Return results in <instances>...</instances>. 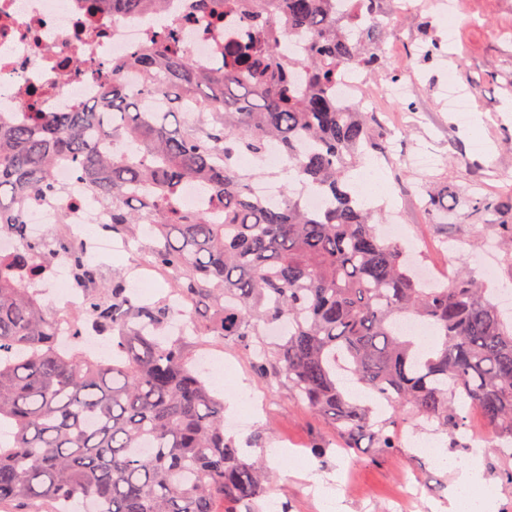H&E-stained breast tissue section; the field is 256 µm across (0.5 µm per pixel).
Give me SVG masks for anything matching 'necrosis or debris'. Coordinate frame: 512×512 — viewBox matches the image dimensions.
Masks as SVG:
<instances>
[{"label":"necrosis or debris","instance_id":"necrosis-or-debris-1","mask_svg":"<svg viewBox=\"0 0 512 512\" xmlns=\"http://www.w3.org/2000/svg\"><path fill=\"white\" fill-rule=\"evenodd\" d=\"M195 0H164L128 16L87 11L83 0H0V112H75L98 99L100 85L84 71L87 61L108 64L124 59L149 33L172 26L196 62L213 65L215 48L225 31L237 28L228 19L224 30L209 31L194 8ZM52 178L61 194L43 196L25 213L31 239L47 246L57 241L78 248L89 261L113 248L105 209L86 194L66 163L57 164ZM95 224L90 236L85 225ZM34 288L49 305L73 310L84 295L71 281L63 253H56L47 274Z\"/></svg>","mask_w":512,"mask_h":512}]
</instances>
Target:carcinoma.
Here are the masks:
<instances>
[{
  "mask_svg": "<svg viewBox=\"0 0 512 512\" xmlns=\"http://www.w3.org/2000/svg\"><path fill=\"white\" fill-rule=\"evenodd\" d=\"M149 1L164 2L85 0L114 15ZM380 3L198 0L210 25L234 15L248 29L224 37L221 66H198L169 30L104 69L83 111L0 113V231L21 243L0 261V512H59L68 501L81 512H263L270 491L262 460L224 434V395L186 356L185 337L160 335L166 304L135 297L121 274L100 275L63 243L84 306L62 317L32 291L51 257L28 240L24 211L57 191L58 160L110 209L112 232L151 225L153 267L173 274L196 335L241 346L349 447L373 433L386 454L403 447L394 428L406 408L454 436L472 408L512 441V321L497 296L463 270L428 287L421 260L382 235L351 183L367 151L387 144L376 113L340 101L336 85L349 64L387 71L376 43L394 24ZM422 31L411 54L443 55L427 17ZM284 33L304 37L300 55L282 49ZM128 69L141 75L138 93L123 82ZM270 146L292 164L276 202L252 185L279 174L238 164ZM189 187L202 205L184 202ZM307 191L322 209L308 208ZM456 197L430 191L425 207L445 214ZM466 205L480 221L503 209L487 197ZM406 319L431 332L430 347ZM89 321L111 337V356L82 352ZM64 332L67 348L56 342Z\"/></svg>",
  "mask_w": 512,
  "mask_h": 512,
  "instance_id": "obj_1",
  "label": "carcinoma"
}]
</instances>
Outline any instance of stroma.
<instances>
[{
    "mask_svg": "<svg viewBox=\"0 0 512 512\" xmlns=\"http://www.w3.org/2000/svg\"><path fill=\"white\" fill-rule=\"evenodd\" d=\"M456 3L455 37L445 45L444 56L427 62L407 58L409 46L421 37L417 18L397 16L398 40L383 38L379 49L389 69L402 71L409 81L411 95L399 103L389 101L383 94L387 77L380 74L367 82L370 93L365 105L378 108L394 145V164L379 168L378 174L404 192L396 220L410 226L411 248L427 265L439 269L465 263L478 276L483 264L492 265L496 276L486 285L497 293L512 286V253L489 248L494 228L477 222L464 207L439 221L421 209L422 197L433 187L448 186L457 194L476 197L512 193V0ZM448 83L465 91L471 103L468 116L449 110L441 94ZM423 148L439 156L438 163L425 172L409 163ZM123 239L127 247L122 253L100 256L106 271H126L148 256L154 244L140 225ZM204 347L227 361L222 368L224 418L240 420L232 434L244 444L245 454L264 456L269 449L286 448V456L268 467L275 499L287 504L289 512H316L308 478L332 481L345 476L350 482L337 492L342 512H391L393 496L409 484L420 492L412 512H448L455 472L423 448L436 441L447 448L450 461H462L473 433L485 429L478 413L470 414L472 433L460 446L443 433L421 429L416 435L421 444L417 450L404 447L384 455L375 448H346L330 420L296 404L286 387L261 377L237 346L208 336L190 351L196 355ZM242 394L258 397L260 408L234 407L233 399Z\"/></svg>",
    "mask_w": 512,
    "mask_h": 512,
    "instance_id": "35a3bbf8",
    "label": "stroma"
}]
</instances>
